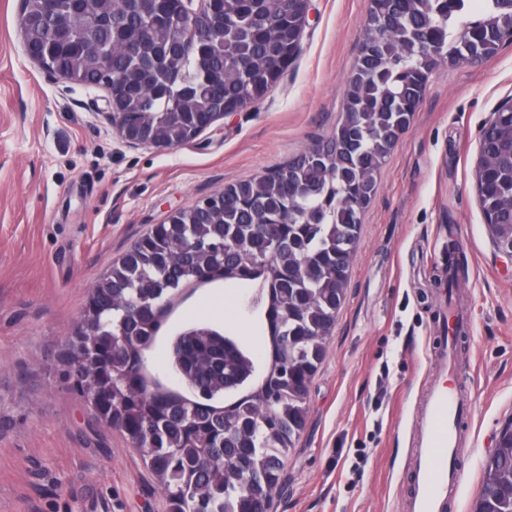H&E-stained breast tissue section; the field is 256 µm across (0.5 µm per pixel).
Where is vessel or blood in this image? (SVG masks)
<instances>
[{
	"mask_svg": "<svg viewBox=\"0 0 512 512\" xmlns=\"http://www.w3.org/2000/svg\"><path fill=\"white\" fill-rule=\"evenodd\" d=\"M445 375L434 379L422 412L414 447V490L407 512H447L448 496L461 482L454 464L458 422L467 405L447 376L452 358H445Z\"/></svg>",
	"mask_w": 512,
	"mask_h": 512,
	"instance_id": "1",
	"label": "vessel or blood"
}]
</instances>
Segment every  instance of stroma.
<instances>
[{
    "instance_id": "35a3bbf8",
    "label": "stroma",
    "mask_w": 512,
    "mask_h": 512,
    "mask_svg": "<svg viewBox=\"0 0 512 512\" xmlns=\"http://www.w3.org/2000/svg\"><path fill=\"white\" fill-rule=\"evenodd\" d=\"M367 9L310 0L301 51L265 97L160 152L119 140L101 89L48 79L24 54L18 0H0V512H168L143 456L60 379L61 351L93 285L168 209L333 133ZM511 100L512 42L430 76L364 212L274 512H405L448 297L466 318L454 383L469 406L448 512H472L512 420V258L492 243L473 167L484 124ZM239 298L220 284L186 293L151 352L156 369L168 368L170 336L196 323L264 349Z\"/></svg>"
}]
</instances>
